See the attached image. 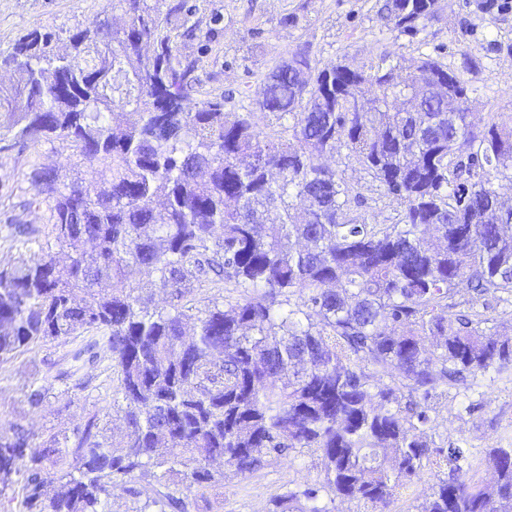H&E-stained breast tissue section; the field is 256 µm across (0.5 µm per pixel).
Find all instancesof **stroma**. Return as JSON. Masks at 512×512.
I'll use <instances>...</instances> for the list:
<instances>
[{
    "label": "stroma",
    "mask_w": 512,
    "mask_h": 512,
    "mask_svg": "<svg viewBox=\"0 0 512 512\" xmlns=\"http://www.w3.org/2000/svg\"><path fill=\"white\" fill-rule=\"evenodd\" d=\"M383 0H186L195 38H176L182 57L196 66L198 82L192 102L224 97L231 106L249 105L264 76L297 47H307L319 64L341 61L354 69L367 67L381 53L402 66L432 56L459 71L470 86L466 106L471 119L483 125H512V0H438L439 18L417 35L393 31L381 13ZM107 20L124 23L112 0H0V57L8 55L27 31L39 27L56 35L64 50L70 34ZM472 68L462 66L464 56ZM363 199L355 207L373 224L396 223L402 205L386 196L358 161L340 150L332 160ZM55 168L62 180L82 176L65 144L25 149H0V266L12 262L19 245L11 227L27 224L44 239L48 212L40 202L35 174ZM62 348L36 347L0 364V427L17 423L37 439L70 433L89 414L111 412L114 374L101 364L91 369V386L71 389L59 372L70 370ZM55 377L54 389L39 408L27 395L44 377ZM438 446L487 448L500 438L512 439V381L495 374L479 378L468 389L453 390L436 403ZM321 476L312 458L301 455L278 460L253 474L228 477L223 485L179 489L188 512H266L271 499L292 484L314 483Z\"/></svg>",
    "instance_id": "1"
}]
</instances>
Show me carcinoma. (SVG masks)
<instances>
[{"instance_id": "1", "label": "carcinoma", "mask_w": 512, "mask_h": 512, "mask_svg": "<svg viewBox=\"0 0 512 512\" xmlns=\"http://www.w3.org/2000/svg\"><path fill=\"white\" fill-rule=\"evenodd\" d=\"M112 8L124 28L79 30L61 55L33 28L3 59L26 94L8 113L13 145L61 141L95 178L39 173L50 236L39 258L0 266V361L89 337L73 359L112 362L125 432L113 438L94 414L35 444L12 425L0 494L19 477L22 512H111L114 485L136 499L147 480L160 490L132 512H186L172 478L222 484L300 454L322 480L269 512H335L338 499L390 512L425 474L434 483L414 512H512V446L443 448L432 416L442 387L512 377V338L455 302L461 290L512 296V206L491 179L512 171V126L445 111L433 77L463 104L468 86L432 57L405 71L382 54L355 70L320 67L304 47L264 77L254 108L221 97L191 109L195 67L167 27L180 17L181 36H196L185 0L163 19L148 0ZM381 12L416 34L437 0ZM411 101L419 111L397 110ZM340 147L400 202L398 222L351 215L357 197L325 162ZM144 270L168 307L143 295ZM220 283L223 301L190 304Z\"/></svg>"}]
</instances>
